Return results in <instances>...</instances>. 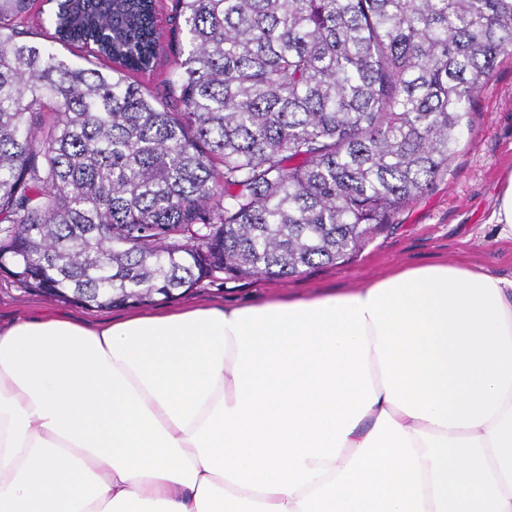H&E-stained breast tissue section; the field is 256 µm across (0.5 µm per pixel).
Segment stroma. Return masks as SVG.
I'll return each instance as SVG.
<instances>
[{
	"mask_svg": "<svg viewBox=\"0 0 512 512\" xmlns=\"http://www.w3.org/2000/svg\"><path fill=\"white\" fill-rule=\"evenodd\" d=\"M471 111L472 125L463 133L447 174L434 180L348 263L315 265L288 279L206 281L173 298L156 296L146 305V312L160 314L193 304L221 307L345 290L398 265L439 259L512 276V239L498 237L490 222L502 180L512 172V56L498 58ZM131 311L128 305L96 309L50 300L0 276L1 325L46 313H62L78 322H112Z\"/></svg>",
	"mask_w": 512,
	"mask_h": 512,
	"instance_id": "stroma-1",
	"label": "stroma"
}]
</instances>
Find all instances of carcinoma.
<instances>
[{
  "mask_svg": "<svg viewBox=\"0 0 512 512\" xmlns=\"http://www.w3.org/2000/svg\"><path fill=\"white\" fill-rule=\"evenodd\" d=\"M0 0V273L88 308L345 263L448 170L512 0ZM164 9L163 14L159 15V25L161 31L163 32V40L168 45L167 52L160 56L158 64L153 74L150 76H135V79L146 85L151 90L162 89V85L164 80L169 76L174 66V55L172 49L170 48L171 43L174 42V32L176 33V27L174 21L170 18L166 7L169 4L170 0H163ZM30 32H32V34H28V37H26L25 40L42 46L52 45L58 54L64 59L79 64L85 63L83 59L78 57V55L81 54L79 51L75 49H67L58 44L52 43L51 34L53 33V30L49 26H47L46 29H41L37 26H34L31 28Z\"/></svg>",
  "mask_w": 512,
  "mask_h": 512,
  "instance_id": "cac0c4a2",
  "label": "carcinoma"
}]
</instances>
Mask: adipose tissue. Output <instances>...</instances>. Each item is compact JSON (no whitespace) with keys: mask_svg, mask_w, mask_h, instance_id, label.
Here are the masks:
<instances>
[{"mask_svg":"<svg viewBox=\"0 0 512 512\" xmlns=\"http://www.w3.org/2000/svg\"><path fill=\"white\" fill-rule=\"evenodd\" d=\"M0 512H512V277L0 328Z\"/></svg>","mask_w":512,"mask_h":512,"instance_id":"1","label":"adipose tissue"}]
</instances>
